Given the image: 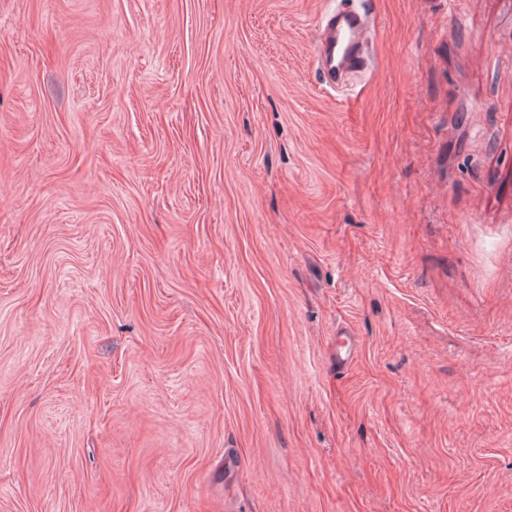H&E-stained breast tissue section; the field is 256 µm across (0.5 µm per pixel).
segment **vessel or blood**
I'll list each match as a JSON object with an SVG mask.
<instances>
[{"mask_svg": "<svg viewBox=\"0 0 512 512\" xmlns=\"http://www.w3.org/2000/svg\"><path fill=\"white\" fill-rule=\"evenodd\" d=\"M366 31L367 20L358 10L333 11L325 16L317 39L316 57L328 81L342 79L365 67Z\"/></svg>", "mask_w": 512, "mask_h": 512, "instance_id": "obj_1", "label": "vessel or blood"}]
</instances>
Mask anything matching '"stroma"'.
<instances>
[{
	"label": "stroma",
	"instance_id": "stroma-1",
	"mask_svg": "<svg viewBox=\"0 0 512 512\" xmlns=\"http://www.w3.org/2000/svg\"><path fill=\"white\" fill-rule=\"evenodd\" d=\"M0 512H512V0H0ZM367 20L356 9L338 10L328 13L323 20L317 39L316 57L319 69L336 84L346 75L366 66L364 43Z\"/></svg>",
	"mask_w": 512,
	"mask_h": 512
}]
</instances>
